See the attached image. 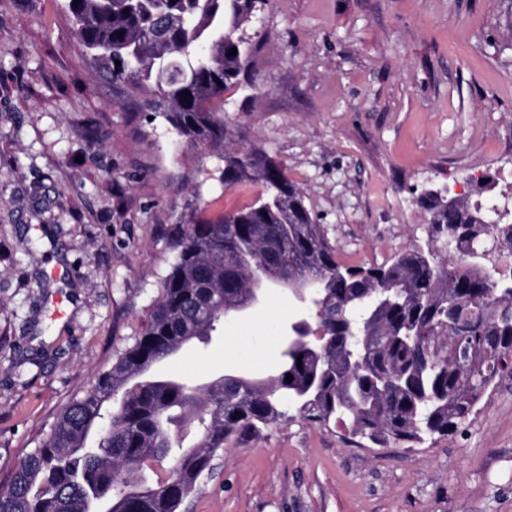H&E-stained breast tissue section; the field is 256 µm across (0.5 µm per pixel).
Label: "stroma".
<instances>
[{
  "mask_svg": "<svg viewBox=\"0 0 512 512\" xmlns=\"http://www.w3.org/2000/svg\"><path fill=\"white\" fill-rule=\"evenodd\" d=\"M258 15L243 29L256 83L226 92V119L285 167L339 262L424 244L426 190L512 204V0H265ZM222 168L117 93L65 0H0V480L132 345L171 225L192 205L216 215L257 197L255 183L225 190ZM304 316L267 289L155 371L266 377ZM185 507L512 512V378L463 431L410 447L288 418L226 443Z\"/></svg>",
  "mask_w": 512,
  "mask_h": 512,
  "instance_id": "35a3bbf8",
  "label": "stroma"
}]
</instances>
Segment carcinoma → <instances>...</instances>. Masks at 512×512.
<instances>
[{
	"instance_id": "carcinoma-1",
	"label": "carcinoma",
	"mask_w": 512,
	"mask_h": 512,
	"mask_svg": "<svg viewBox=\"0 0 512 512\" xmlns=\"http://www.w3.org/2000/svg\"><path fill=\"white\" fill-rule=\"evenodd\" d=\"M252 1L261 2L68 0L77 42L103 73L131 93L149 90L145 111L224 162V189L261 191L250 205L215 218L193 210L170 228L174 261L134 343L19 460L0 512H180L224 444L261 436L290 409L387 448L457 432L493 381L512 374L508 225L489 226L479 205L431 189L418 198L425 246L345 265L283 166L234 142L224 93L241 82ZM494 242L493 261L468 256ZM261 276L311 310L291 325L275 374L201 385L152 375L193 341L209 342ZM306 325L323 332L313 346L297 340ZM168 459L170 472L148 483L145 464Z\"/></svg>"
}]
</instances>
